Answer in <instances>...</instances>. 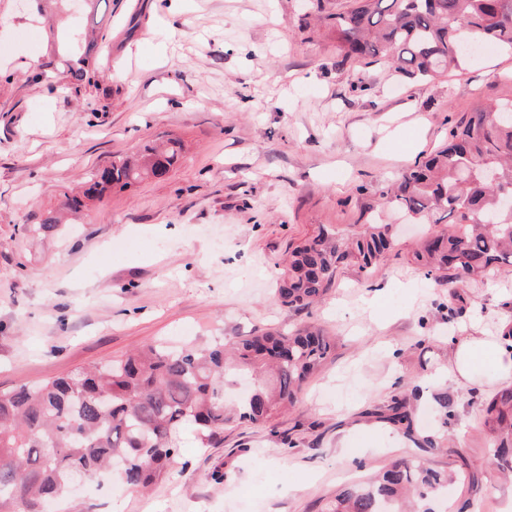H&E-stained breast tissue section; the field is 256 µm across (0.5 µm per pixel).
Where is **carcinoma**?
<instances>
[{"mask_svg": "<svg viewBox=\"0 0 512 512\" xmlns=\"http://www.w3.org/2000/svg\"><path fill=\"white\" fill-rule=\"evenodd\" d=\"M86 17L75 36L52 33L53 67L60 87L79 91L94 82L98 25L110 0H82ZM312 9L336 36L341 62L387 61L422 78L461 66L466 47L484 40L512 50V0H349L333 10L328 0ZM181 157V144L116 156L92 171L80 195L64 206L82 210L112 187L127 188L168 175ZM512 101L490 102L452 122L448 140L410 167L383 192L397 210L446 228L428 235L412 260L450 283L481 280L492 268L512 266ZM48 211L23 225L34 236L58 231ZM395 246L389 224H363L352 232L321 228L293 247L288 270L278 281L287 307L305 310L334 282L339 266L354 263L365 274L382 265ZM332 343L318 332L249 336L227 358L224 342L173 349L147 345L117 360L79 367L42 384L0 390V512H45L49 503L71 496L76 478L113 475L131 489H146L170 473L180 455L183 429L194 427L199 447L211 448L232 424L224 410L230 371L254 373L238 401L237 420L264 426L293 405L302 384L329 356ZM388 419L410 423L404 401L391 397ZM484 426L502 470L512 471V388L488 403ZM448 472L400 459L373 478L341 487L321 512H404L412 495L419 512H438Z\"/></svg>", "mask_w": 512, "mask_h": 512, "instance_id": "carcinoma-1", "label": "carcinoma"}]
</instances>
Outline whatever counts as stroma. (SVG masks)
I'll return each mask as SVG.
<instances>
[{"label":"stroma","mask_w":512,"mask_h":512,"mask_svg":"<svg viewBox=\"0 0 512 512\" xmlns=\"http://www.w3.org/2000/svg\"><path fill=\"white\" fill-rule=\"evenodd\" d=\"M307 0H112L100 69L80 93L30 85L46 48L29 0H0V388L35 385L143 345L315 327L333 349L297 403L214 448L184 432L149 493H80L86 512H320L323 498L421 460L462 475L450 512H512L483 424L497 390L433 380L452 336L512 320V267L448 287L411 263L407 225L383 270L340 266L321 301L281 305L291 246L319 228L396 223L381 191L445 139L446 117L512 100V51L485 44L463 71L423 80L386 62L340 64ZM173 137L165 178L106 193L62 231L22 227L82 190L93 169ZM405 393L415 435L385 420ZM223 481H215V472Z\"/></svg>","instance_id":"35a3bbf8"}]
</instances>
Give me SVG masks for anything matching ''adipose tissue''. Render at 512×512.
<instances>
[{
    "instance_id": "adipose-tissue-1",
    "label": "adipose tissue",
    "mask_w": 512,
    "mask_h": 512,
    "mask_svg": "<svg viewBox=\"0 0 512 512\" xmlns=\"http://www.w3.org/2000/svg\"><path fill=\"white\" fill-rule=\"evenodd\" d=\"M453 343L448 366L438 372V379L451 380L464 389L480 387L484 380L476 368L479 359L484 358L499 381H512V338L502 335L490 341L481 336H462L454 338Z\"/></svg>"
}]
</instances>
